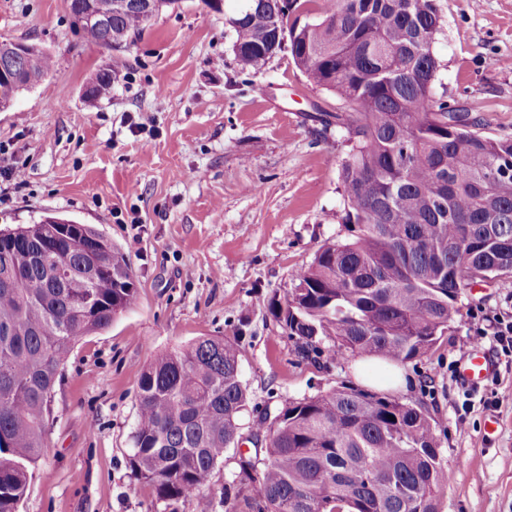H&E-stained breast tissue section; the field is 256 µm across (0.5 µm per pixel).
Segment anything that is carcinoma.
Returning <instances> with one entry per match:
<instances>
[{
	"label": "carcinoma",
	"instance_id": "1",
	"mask_svg": "<svg viewBox=\"0 0 512 512\" xmlns=\"http://www.w3.org/2000/svg\"><path fill=\"white\" fill-rule=\"evenodd\" d=\"M293 19L280 0H245L230 19L246 68L288 52L316 87L341 100L320 112L347 129L341 168L350 240L320 248L271 303L288 336L317 351L392 362L421 357L458 323L465 288L512 274V139L477 131L473 108L433 92L440 64L436 0H334ZM151 19L135 0L104 24L79 26L112 49ZM0 43V105L54 67L36 45ZM86 93H112V68ZM46 216L0 237V512H17L47 448L45 415L75 341L136 301L130 263L88 224L63 232ZM247 390L235 340L201 337L158 354L139 382L131 469L159 499L224 512H437L446 477L425 407L351 386L259 416L219 503L205 482L239 443ZM258 483L256 496L244 494Z\"/></svg>",
	"mask_w": 512,
	"mask_h": 512
}]
</instances>
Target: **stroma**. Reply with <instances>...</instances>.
<instances>
[{"instance_id": "35a3bbf8", "label": "stroma", "mask_w": 512, "mask_h": 512, "mask_svg": "<svg viewBox=\"0 0 512 512\" xmlns=\"http://www.w3.org/2000/svg\"><path fill=\"white\" fill-rule=\"evenodd\" d=\"M203 0L163 8L116 50L88 43L67 0H0V42L52 53L55 65L0 112V229L57 215L92 225L127 257L134 305L81 337L56 379L48 451L18 512H195L157 500L129 466L142 369L198 337L239 338L249 435L259 415L362 381L356 357L331 340L307 354L273 317L294 272L326 243L348 237L339 174L352 143L324 128L316 109L338 111L281 52L257 71L233 52L229 19ZM436 96L473 106L485 134L512 138V0H437ZM114 64L110 98L83 90ZM155 118L133 132L130 116ZM22 172L11 177L12 169ZM512 319V275L472 285L461 324L403 364L391 397L423 403L437 424L447 487L438 512H512V357L481 338L480 310ZM486 351L492 376L479 389L456 374L467 347ZM466 416H459L463 402Z\"/></svg>"}]
</instances>
